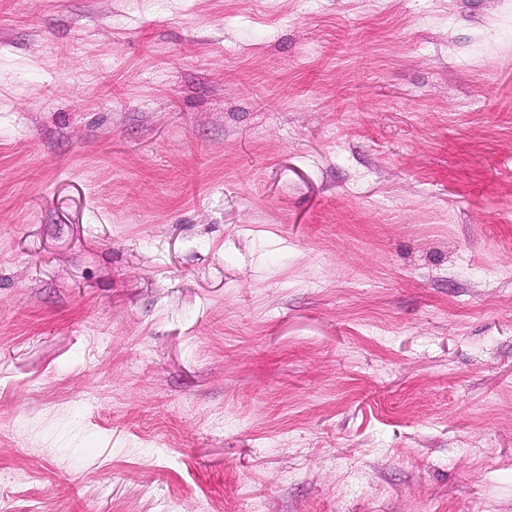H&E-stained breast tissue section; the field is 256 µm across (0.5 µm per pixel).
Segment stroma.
<instances>
[{
  "instance_id": "obj_1",
  "label": "stroma",
  "mask_w": 512,
  "mask_h": 512,
  "mask_svg": "<svg viewBox=\"0 0 512 512\" xmlns=\"http://www.w3.org/2000/svg\"><path fill=\"white\" fill-rule=\"evenodd\" d=\"M0 512H512V0H0Z\"/></svg>"
}]
</instances>
